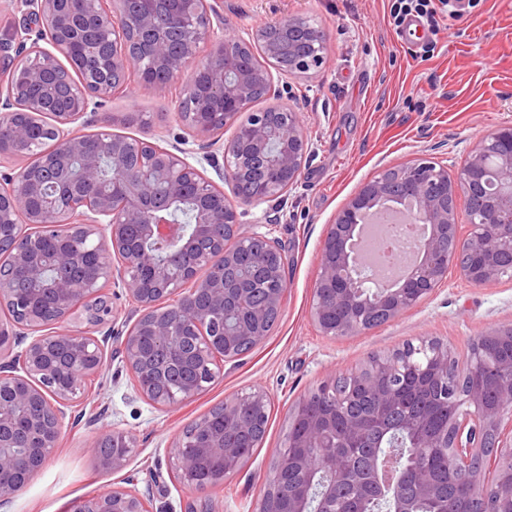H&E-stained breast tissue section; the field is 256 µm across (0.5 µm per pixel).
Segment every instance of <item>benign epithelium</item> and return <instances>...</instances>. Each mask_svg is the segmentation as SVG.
Returning <instances> with one entry per match:
<instances>
[{"mask_svg":"<svg viewBox=\"0 0 512 512\" xmlns=\"http://www.w3.org/2000/svg\"><path fill=\"white\" fill-rule=\"evenodd\" d=\"M24 7L17 37L0 40V156L27 159L16 172L0 174V254L12 257L15 275L0 278V507L24 490L57 449L67 410L88 395L86 383L103 370L112 340L113 308L103 288L113 280L124 290L137 317L122 340V354L134 377V392L155 406H171L200 395L206 369L235 364L244 346L270 334L269 317L279 314L286 293L284 256L270 224H245L240 206L278 201L299 181L310 141L298 112L279 102L252 110L256 93L272 91V75L250 59L252 44L274 31L288 41L269 43L273 67L295 77L322 64L326 33L309 20L284 15L246 32L224 25L207 0H16ZM47 43L48 47L41 46ZM210 50L201 55V46ZM70 68L61 64V59ZM141 85L182 84L193 111L185 122L199 148L172 152L141 137L112 132V113L102 103L117 91ZM247 113V137L217 146L215 126ZM97 131L82 134L79 126ZM44 131L52 145L37 148ZM138 164L131 166L128 158ZM209 165L231 187L235 200L200 170ZM481 195L484 206L467 209L470 231L458 232L456 206L448 200ZM417 203L427 235L418 262L402 281L362 295L361 262L352 247L358 215L405 200ZM187 203L189 224L173 219L172 208ZM512 253V124L483 138L455 176L436 162L416 160L385 170L364 183L336 215L323 239L319 276L310 315L324 336H348L370 329L371 321L395 320L417 306L464 255L462 272L475 286L506 276L499 261ZM84 308L101 337L66 326ZM456 358L439 348L431 374L445 389L454 385L448 367ZM396 360L374 358L344 374L376 400L375 413L352 412L339 433L340 447L357 446L367 435L393 436L427 421L404 407L401 384L385 392L378 384L395 376ZM178 381V395L164 392L165 379ZM267 392L258 389L224 403L220 427L206 415L184 429L172 446L176 470L199 494L200 512H216L211 489L241 463L238 441L264 421ZM448 413V447L456 468L468 475L461 491L479 482L471 461L487 438L512 451V406L505 413L483 405L472 388L443 397ZM289 421L303 425L287 435L293 448H322L336 432V420L307 410L306 400ZM97 453L102 467L123 471L132 439L123 431L107 436ZM383 461L373 457L364 482L380 483ZM391 489L389 512H408L402 486L421 495L433 491L425 471L401 464ZM349 472L336 451L320 468L302 459L289 490V512H335L336 495ZM486 498L512 504V471L484 486ZM79 512H152L150 499L133 487L90 495Z\"/></svg>","mask_w":512,"mask_h":512,"instance_id":"7a95c632","label":"benign epithelium"}]
</instances>
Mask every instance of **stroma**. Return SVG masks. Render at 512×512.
<instances>
[{
    "instance_id": "stroma-1",
    "label": "stroma",
    "mask_w": 512,
    "mask_h": 512,
    "mask_svg": "<svg viewBox=\"0 0 512 512\" xmlns=\"http://www.w3.org/2000/svg\"><path fill=\"white\" fill-rule=\"evenodd\" d=\"M225 23L253 28L285 14L312 19L327 35L325 61L290 79L293 105L312 143L299 183L285 205L243 208L241 220L275 226L285 252L287 288L280 317L267 339L224 368L200 395L171 407L136 398L113 336L101 374L92 382L97 421L68 425L57 450L30 487L0 512H72L74 501L135 481L149 493L152 512H185L196 493L175 476L170 445L218 404L262 389L272 398L265 440L251 459L212 493L222 512H257L283 448L288 413L334 374L418 338L447 344L459 363L490 330L512 325V277L471 285L458 268L402 317L362 333L331 339L310 318L322 240L338 211L381 171L426 158L456 174L473 146L512 124V0H481L437 36L438 50L421 61L397 41L389 0H209ZM179 85L139 86L104 102L115 133L150 138L169 148L192 139L181 120ZM134 440L125 470L97 462L105 433Z\"/></svg>"
}]
</instances>
